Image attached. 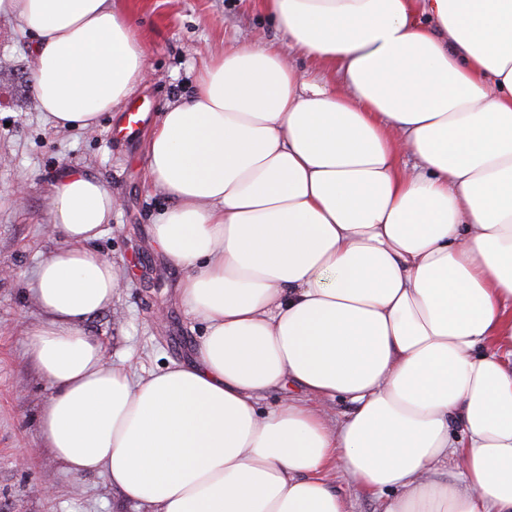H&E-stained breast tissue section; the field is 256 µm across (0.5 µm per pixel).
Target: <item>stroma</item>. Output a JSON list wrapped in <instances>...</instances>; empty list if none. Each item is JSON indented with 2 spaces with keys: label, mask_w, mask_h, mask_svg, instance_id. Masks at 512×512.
Returning <instances> with one entry per match:
<instances>
[{
  "label": "stroma",
  "mask_w": 512,
  "mask_h": 512,
  "mask_svg": "<svg viewBox=\"0 0 512 512\" xmlns=\"http://www.w3.org/2000/svg\"><path fill=\"white\" fill-rule=\"evenodd\" d=\"M132 18L148 70L135 92L103 114L94 131L54 128L30 85L35 41L0 17V512H139L99 475L75 478L46 448L40 428L53 394L27 353L25 328L39 312L27 285L57 244L50 189L79 170L103 180L117 202L95 248L123 278L112 307L89 324L112 360L130 358L149 373L191 360L204 332L178 297L183 268L158 248L152 226L168 205L150 186L145 143L166 106L190 96L208 53L244 41L273 40L277 30L253 0H113ZM145 120L121 133L131 108ZM24 186L21 204L9 194Z\"/></svg>",
  "instance_id": "stroma-1"
}]
</instances>
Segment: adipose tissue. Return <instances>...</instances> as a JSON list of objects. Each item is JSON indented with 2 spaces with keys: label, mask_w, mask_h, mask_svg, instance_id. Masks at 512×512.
<instances>
[{
  "label": "adipose tissue",
  "mask_w": 512,
  "mask_h": 512,
  "mask_svg": "<svg viewBox=\"0 0 512 512\" xmlns=\"http://www.w3.org/2000/svg\"><path fill=\"white\" fill-rule=\"evenodd\" d=\"M256 5L280 44L208 56L145 147L171 201L153 238L205 323L191 362L140 375L88 333L119 290L93 246L116 201L80 172L51 189L27 331L46 447L144 512H349L338 471L381 512H512V0ZM1 15L56 128L144 77L112 0Z\"/></svg>",
  "instance_id": "1"
}]
</instances>
